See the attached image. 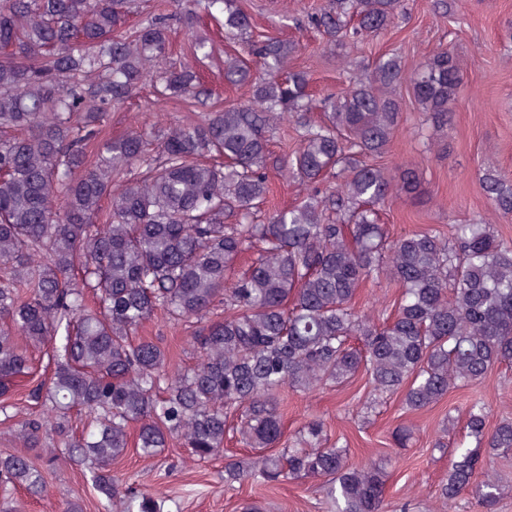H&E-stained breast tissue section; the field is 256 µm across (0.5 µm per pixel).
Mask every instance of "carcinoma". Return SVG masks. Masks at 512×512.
<instances>
[{
	"label": "carcinoma",
	"instance_id": "carcinoma-1",
	"mask_svg": "<svg viewBox=\"0 0 512 512\" xmlns=\"http://www.w3.org/2000/svg\"><path fill=\"white\" fill-rule=\"evenodd\" d=\"M174 3L132 26L135 0H0V412L15 406L14 382L31 378L34 411L15 440L79 466L105 512H161L164 493L122 489L112 464L131 450L155 458L173 440L197 462L224 456L226 486L323 478L336 512H386L391 458L349 462L319 420L279 447L281 394L361 377L366 413L397 394L421 412L512 367V240L484 220L455 224L448 238H391L379 217L393 187L376 159L399 130L398 88L410 83L432 125L446 127L463 64L443 49L408 75L392 52L317 100L290 67L299 43L254 40L251 61H224L247 99L158 138L136 125L94 156L112 107L146 84L158 101L210 100L169 56L171 20L204 12L229 36L250 32L236 0ZM405 13V0H327L307 22L337 47ZM291 121L301 133L286 167L300 201L264 216L269 133ZM482 186L512 214L511 181L489 167ZM382 278L399 293L375 320L356 298ZM158 315L199 324L196 366L137 337ZM464 429L466 443L448 447L445 428L434 442L449 454L440 499L451 508L469 495L496 512L505 488L482 469L512 452V419L489 425L476 400ZM231 437L247 452L224 455ZM19 489L45 492L43 472L25 454H0V512Z\"/></svg>",
	"mask_w": 512,
	"mask_h": 512
}]
</instances>
